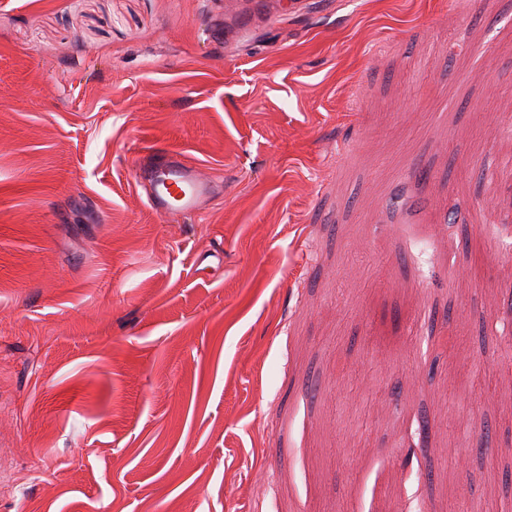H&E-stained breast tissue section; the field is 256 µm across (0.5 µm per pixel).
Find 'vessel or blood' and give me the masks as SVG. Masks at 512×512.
<instances>
[{"label": "vessel or blood", "mask_w": 512, "mask_h": 512, "mask_svg": "<svg viewBox=\"0 0 512 512\" xmlns=\"http://www.w3.org/2000/svg\"><path fill=\"white\" fill-rule=\"evenodd\" d=\"M135 184L147 205L172 220L198 217L206 204L223 193L224 183L205 176L175 149H148L135 170Z\"/></svg>", "instance_id": "obj_1"}]
</instances>
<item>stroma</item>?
I'll list each match as a JSON object with an SVG mask.
<instances>
[{
    "label": "stroma",
    "mask_w": 512,
    "mask_h": 512,
    "mask_svg": "<svg viewBox=\"0 0 512 512\" xmlns=\"http://www.w3.org/2000/svg\"><path fill=\"white\" fill-rule=\"evenodd\" d=\"M511 152L512 0H0V512H505ZM135 184L146 204L170 221L198 217L206 204L224 192V183L205 176L175 149L149 148L135 170Z\"/></svg>",
    "instance_id": "obj_1"
}]
</instances>
